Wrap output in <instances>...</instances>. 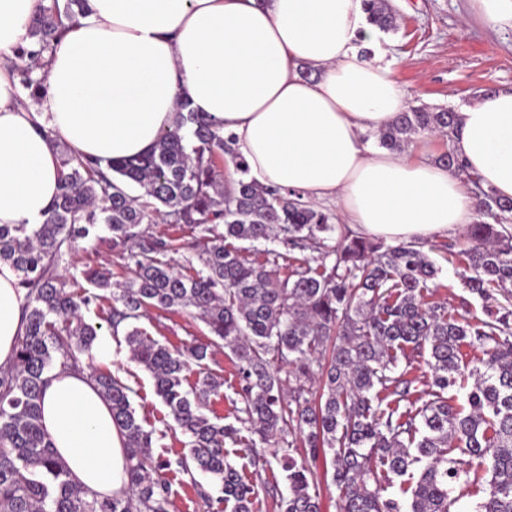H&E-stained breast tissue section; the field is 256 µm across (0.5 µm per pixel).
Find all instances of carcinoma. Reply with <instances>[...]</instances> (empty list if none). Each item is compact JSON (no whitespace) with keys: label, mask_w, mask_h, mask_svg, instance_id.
Wrapping results in <instances>:
<instances>
[{"label":"carcinoma","mask_w":512,"mask_h":512,"mask_svg":"<svg viewBox=\"0 0 512 512\" xmlns=\"http://www.w3.org/2000/svg\"><path fill=\"white\" fill-rule=\"evenodd\" d=\"M85 7L86 0H39L30 43L14 50L12 62L32 96L46 90L64 22L77 23ZM364 7L370 24L396 29L388 0ZM177 112L150 152L104 167L55 140L59 190L42 223L0 224V262L26 289L24 335L13 361L0 367V512H169L165 471L191 464L220 484L218 504L254 512L259 486L238 458L255 467L276 461L288 488L280 512H322L309 463L320 455L330 456L338 512H450L456 488L482 475L488 492L476 512H512V310L457 317L431 300L439 267L423 244L386 245L342 231L333 214L296 192L249 177L222 123L192 111L186 98ZM456 124L450 109L411 107L379 130V145L400 151L415 135L448 137ZM226 158L240 173L230 187ZM438 160L475 188L476 218L448 244L464 258L465 284L482 298H512V199L483 188L453 151ZM130 184L143 193L130 195ZM158 221L191 229L201 268L166 259L180 243L143 228ZM99 224L127 255L129 276L113 283L89 268L84 276L95 290H76L57 269ZM275 240L288 251L267 248L262 262L244 247ZM104 301V320L114 335L124 329L132 358L188 438L189 456L154 460L153 431L137 417L131 389L94 373L125 437L127 478L123 494L99 499L70 481L43 428L41 403L50 370L90 353L102 324L84 313ZM149 309L195 311L207 334L180 347L162 344L135 324ZM221 347L239 378L236 421L256 441L205 413L224 386L207 368ZM466 348L481 355L470 358ZM421 363L430 373L425 401L410 376ZM469 379L462 404L449 390ZM456 448L459 458L451 456ZM397 480L401 494L383 496Z\"/></svg>","instance_id":"carcinoma-1"}]
</instances>
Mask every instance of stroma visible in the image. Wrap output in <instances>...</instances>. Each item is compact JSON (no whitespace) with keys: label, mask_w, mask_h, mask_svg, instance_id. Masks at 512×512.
Returning a JSON list of instances; mask_svg holds the SVG:
<instances>
[{"label":"stroma","mask_w":512,"mask_h":512,"mask_svg":"<svg viewBox=\"0 0 512 512\" xmlns=\"http://www.w3.org/2000/svg\"><path fill=\"white\" fill-rule=\"evenodd\" d=\"M399 13L398 28L381 33L373 50L390 64L393 75L410 104L443 106L461 110L475 102L482 91L512 90V29L489 25L477 13L473 0H391ZM447 236L433 235L424 250L440 266L435 299L447 302L455 314L485 317L486 301L466 288L460 278L462 265L446 249ZM94 268L119 279L127 274L112 234L104 225L91 229L79 240L75 253L62 263L67 278L83 281V272ZM139 327L161 343L182 346L203 336L207 329L189 313L151 311ZM113 358L106 369L132 391V402L146 429L153 432L154 456L176 459L188 455L186 438L156 395L150 374L131 360L123 336L112 339ZM210 369L225 382L221 396L209 404L212 415L223 423L234 420L229 398L237 371L233 362L216 351ZM170 512H208L205 497H219L218 485L200 471L170 473Z\"/></svg>","instance_id":"obj_1"}]
</instances>
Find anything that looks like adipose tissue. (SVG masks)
<instances>
[{
	"label": "adipose tissue",
	"instance_id": "ef3b65f1",
	"mask_svg": "<svg viewBox=\"0 0 512 512\" xmlns=\"http://www.w3.org/2000/svg\"><path fill=\"white\" fill-rule=\"evenodd\" d=\"M87 3L36 108L19 105V84L0 67V224L41 223L59 186L56 139L102 161L141 155L172 128L182 96L223 123L257 181L339 202L367 235L407 242L472 223L468 185L430 150L362 142L407 107L389 65L359 55L375 40L363 0ZM36 5L0 0V56L26 43ZM448 145L483 187L511 199L512 90L481 93ZM25 294L1 262L2 367L24 331ZM42 422L74 484L99 498L125 490V438L86 363L51 372Z\"/></svg>",
	"mask_w": 512,
	"mask_h": 512
}]
</instances>
